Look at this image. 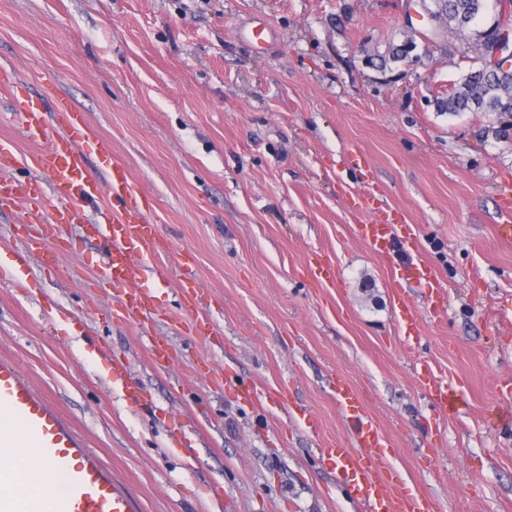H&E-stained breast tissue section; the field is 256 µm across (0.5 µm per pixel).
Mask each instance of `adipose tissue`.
I'll use <instances>...</instances> for the list:
<instances>
[{
  "label": "adipose tissue",
  "mask_w": 512,
  "mask_h": 512,
  "mask_svg": "<svg viewBox=\"0 0 512 512\" xmlns=\"http://www.w3.org/2000/svg\"><path fill=\"white\" fill-rule=\"evenodd\" d=\"M35 441V435L18 423L14 426L12 443L0 448V472L11 471L19 477L34 478L29 492L16 500L13 512H39L63 490L61 475L50 460L40 455Z\"/></svg>",
  "instance_id": "ef3b65f1"
}]
</instances>
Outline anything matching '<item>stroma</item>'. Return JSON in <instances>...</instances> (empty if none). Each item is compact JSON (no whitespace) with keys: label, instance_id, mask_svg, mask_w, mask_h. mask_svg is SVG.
Segmentation results:
<instances>
[{"label":"stroma","instance_id":"stroma-1","mask_svg":"<svg viewBox=\"0 0 512 512\" xmlns=\"http://www.w3.org/2000/svg\"><path fill=\"white\" fill-rule=\"evenodd\" d=\"M417 0H0V78L54 84L112 142L151 207L163 248L127 315L104 287L108 251L83 225L51 242L61 267L10 254L30 229L0 207V358L115 474L140 512H359L323 448L355 447L336 402L344 377L381 428L404 487L437 512H512V129L497 113L438 111L477 66V46L435 29ZM422 62L382 72L373 46L406 25ZM0 137L26 180L35 144L0 97ZM379 215L412 247L375 253L354 234ZM330 257L336 282L310 266ZM199 282L206 318L188 326L178 278ZM444 285L430 314L413 269ZM407 270L396 296L392 267ZM23 282L28 295L15 290ZM420 316L398 322L399 298ZM164 339L169 363L148 355ZM207 345H200V338ZM213 367L223 380L201 375ZM429 375L420 376L421 367ZM456 389L439 408L433 383ZM281 391L245 402L235 385ZM135 385L150 397L126 399ZM198 448L186 457L182 438Z\"/></svg>","mask_w":512,"mask_h":512}]
</instances>
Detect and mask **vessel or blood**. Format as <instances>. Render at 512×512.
<instances>
[{
	"instance_id": "obj_1",
	"label": "vessel or blood",
	"mask_w": 512,
	"mask_h": 512,
	"mask_svg": "<svg viewBox=\"0 0 512 512\" xmlns=\"http://www.w3.org/2000/svg\"><path fill=\"white\" fill-rule=\"evenodd\" d=\"M0 94L11 99L24 135L39 146L33 156L35 176L23 185L0 181V205H21L23 223L34 227L25 250L16 252V263L26 265L30 254L38 252L46 266L57 268L50 235L42 229L46 209L54 208L56 223H87L81 210L83 202L106 199L109 223H88L91 233L106 238L112 247L106 281L113 289L125 291L126 310L144 311L148 298L134 291L133 285L147 272L145 258L155 252L156 239L141 204L139 185L120 164L111 161V141L90 130L84 113L65 98H56L50 108L43 97L20 93L18 87L6 83L0 85ZM51 109L57 116L52 126L46 121ZM92 157L111 161L106 180L91 173L88 160ZM359 234L381 255L388 253L394 239L407 243L412 240L407 225L388 224L380 219L360 225ZM0 407L8 408L25 428L38 432L40 452L64 477V493L50 499L46 512H138L136 500L111 470L84 448L56 410L7 359H0ZM356 441V448H326L322 456L335 464L361 512H434L431 499L398 484L374 421L360 424Z\"/></svg>"
}]
</instances>
